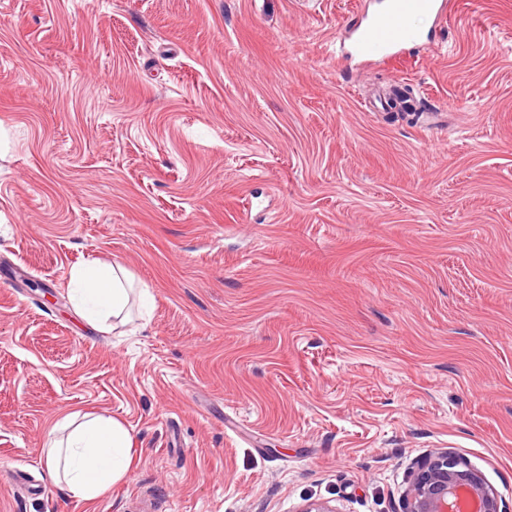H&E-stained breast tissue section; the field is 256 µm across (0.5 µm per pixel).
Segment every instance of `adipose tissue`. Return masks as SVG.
<instances>
[{
	"instance_id": "1",
	"label": "adipose tissue",
	"mask_w": 512,
	"mask_h": 512,
	"mask_svg": "<svg viewBox=\"0 0 512 512\" xmlns=\"http://www.w3.org/2000/svg\"><path fill=\"white\" fill-rule=\"evenodd\" d=\"M70 283L75 307L101 330L131 322L132 293L148 295L147 290H134L124 268L98 261L75 269ZM49 437V476L82 500H97L130 473L132 438L115 418L71 413L54 424Z\"/></svg>"
}]
</instances>
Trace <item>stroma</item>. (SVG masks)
Here are the masks:
<instances>
[{
    "label": "stroma",
    "mask_w": 512,
    "mask_h": 512,
    "mask_svg": "<svg viewBox=\"0 0 512 512\" xmlns=\"http://www.w3.org/2000/svg\"><path fill=\"white\" fill-rule=\"evenodd\" d=\"M378 2L0 0V512H401L437 448L512 512V0L352 62ZM92 261L149 290L127 335ZM77 411L133 438L92 502L45 471ZM70 283L75 307L98 329L114 330L132 321L129 304L135 288L121 266L94 261L75 269Z\"/></svg>",
    "instance_id": "stroma-1"
}]
</instances>
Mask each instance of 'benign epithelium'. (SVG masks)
<instances>
[{
	"instance_id": "7a95c632",
	"label": "benign epithelium",
	"mask_w": 512,
	"mask_h": 512,
	"mask_svg": "<svg viewBox=\"0 0 512 512\" xmlns=\"http://www.w3.org/2000/svg\"><path fill=\"white\" fill-rule=\"evenodd\" d=\"M468 500L478 512H503L497 493L466 459L434 451L414 463L402 512H461Z\"/></svg>"
}]
</instances>
